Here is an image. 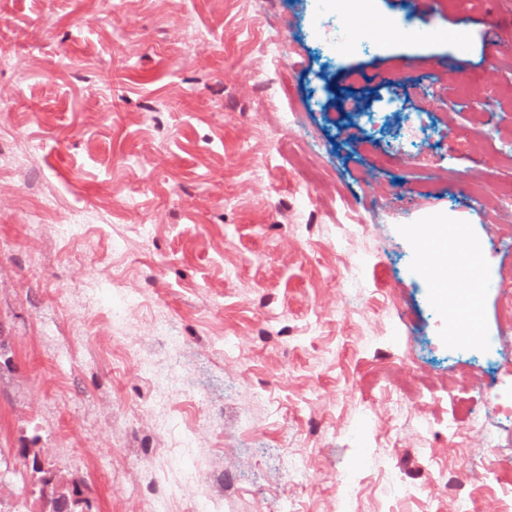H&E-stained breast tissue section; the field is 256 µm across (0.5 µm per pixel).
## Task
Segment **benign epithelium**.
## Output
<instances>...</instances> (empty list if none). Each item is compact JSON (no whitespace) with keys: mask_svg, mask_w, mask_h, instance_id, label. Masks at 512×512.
Masks as SVG:
<instances>
[{"mask_svg":"<svg viewBox=\"0 0 512 512\" xmlns=\"http://www.w3.org/2000/svg\"><path fill=\"white\" fill-rule=\"evenodd\" d=\"M23 467L22 496L38 494L43 512H87V486L61 474L42 453L37 458L24 448L15 449Z\"/></svg>","mask_w":512,"mask_h":512,"instance_id":"benign-epithelium-1","label":"benign epithelium"}]
</instances>
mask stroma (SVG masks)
Wrapping results in <instances>:
<instances>
[{"label":"stroma","instance_id":"obj_1","mask_svg":"<svg viewBox=\"0 0 512 512\" xmlns=\"http://www.w3.org/2000/svg\"><path fill=\"white\" fill-rule=\"evenodd\" d=\"M306 2L0 0V512L21 503L19 446L83 479L93 512H147L179 477L162 428L195 417L208 431L194 466L228 485L227 512H279L285 496L295 512H331L346 468L348 512H436L432 460L512 477V419L498 454H481L473 423L512 389L497 375L512 359V0H445L425 20L440 39L370 31L369 50L331 65ZM461 16L463 53L443 37ZM275 30L286 58L265 51ZM401 69L420 93L384 85ZM477 95L484 109L469 111ZM393 98L429 130L382 166L396 117L360 124L342 105L386 112ZM289 112L299 125L282 124ZM47 196L58 206L42 209ZM76 207L92 217L84 239L57 235ZM300 208L298 234L287 221ZM345 224L366 226L373 256L355 310L336 254ZM418 225L481 243V276L501 281L480 298L489 350L453 348L436 292L454 282L424 267ZM93 270L137 296L126 320L86 303ZM390 313L396 337L382 333ZM129 345L182 367L171 417L146 412L151 382L122 358ZM405 398L416 412L402 423ZM293 452L311 461L300 483ZM389 473L413 495L374 496Z\"/></svg>","mask_w":512,"mask_h":512}]
</instances>
